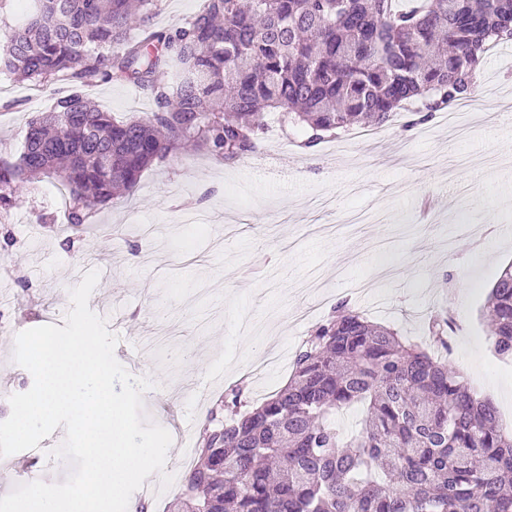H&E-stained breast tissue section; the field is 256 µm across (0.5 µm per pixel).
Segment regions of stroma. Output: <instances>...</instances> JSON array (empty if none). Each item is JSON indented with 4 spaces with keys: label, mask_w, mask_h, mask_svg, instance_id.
I'll use <instances>...</instances> for the list:
<instances>
[{
    "label": "stroma",
    "mask_w": 512,
    "mask_h": 512,
    "mask_svg": "<svg viewBox=\"0 0 512 512\" xmlns=\"http://www.w3.org/2000/svg\"><path fill=\"white\" fill-rule=\"evenodd\" d=\"M479 83L497 85L458 137L439 120L381 126V139L343 132L311 149L267 129L254 154L227 165L182 149L145 170L129 195L92 209L81 235L65 227L68 196L53 179L20 188L0 217V421L12 394L33 377L13 360L17 333L63 325L69 291L95 270V295L120 301L114 316L139 349L146 422L172 436L165 469L183 470L208 411L240 372L268 352L283 359L248 396L268 397L292 359L340 300L369 320L415 339L431 316L453 322L448 360L465 368L479 397L512 429V361L488 340L485 303L512 264V42L486 53ZM86 96L119 120L156 109L149 91L98 80ZM51 104L50 90L0 78V159L16 160L27 121ZM374 280L367 293L355 279ZM65 434L0 457V496L15 486L64 481L73 466L51 457Z\"/></svg>",
    "instance_id": "obj_1"
}]
</instances>
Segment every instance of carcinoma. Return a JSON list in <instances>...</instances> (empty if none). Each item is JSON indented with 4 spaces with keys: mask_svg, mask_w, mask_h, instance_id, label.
<instances>
[{
    "mask_svg": "<svg viewBox=\"0 0 512 512\" xmlns=\"http://www.w3.org/2000/svg\"><path fill=\"white\" fill-rule=\"evenodd\" d=\"M155 8L34 0L10 28L0 73L70 90L0 161V210L18 184L55 176L78 229L186 143L229 164L254 153L266 112L305 129L307 148L406 102L428 121L476 94L482 55L512 34V0H204L168 33L152 31ZM97 79L150 89L156 111L114 119L82 94ZM486 313L495 352L512 358V265ZM447 329L432 318L423 345L336 303L284 387L250 408L242 381L210 410L168 512H512V433L441 353ZM353 404L365 417L345 436L333 415Z\"/></svg>",
    "mask_w": 512,
    "mask_h": 512,
    "instance_id": "cac0c4a2",
    "label": "carcinoma"
}]
</instances>
